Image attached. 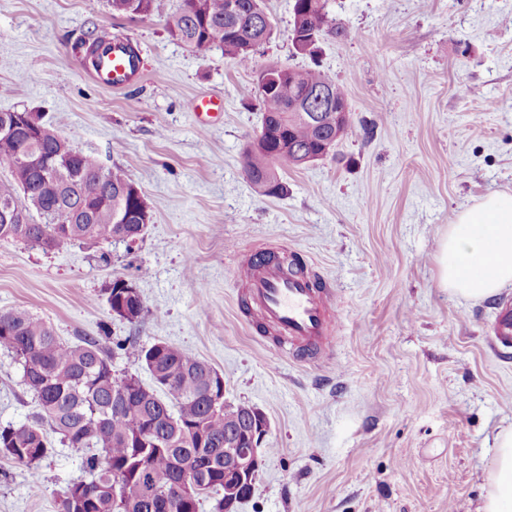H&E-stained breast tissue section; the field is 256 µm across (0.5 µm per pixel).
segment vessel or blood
<instances>
[{
	"mask_svg": "<svg viewBox=\"0 0 512 512\" xmlns=\"http://www.w3.org/2000/svg\"><path fill=\"white\" fill-rule=\"evenodd\" d=\"M140 69V59L116 43L99 52L93 76L101 86L117 89ZM237 279L252 326L273 342L288 345L296 361L311 363L332 346L338 320L336 296L306 264L255 253L240 262ZM488 342L497 355L512 354V302L500 304Z\"/></svg>",
	"mask_w": 512,
	"mask_h": 512,
	"instance_id": "obj_1",
	"label": "vessel or blood"
}]
</instances>
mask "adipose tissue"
Here are the masks:
<instances>
[{
  "mask_svg": "<svg viewBox=\"0 0 512 512\" xmlns=\"http://www.w3.org/2000/svg\"><path fill=\"white\" fill-rule=\"evenodd\" d=\"M440 284L472 301L512 284V192H496L459 212L439 242ZM481 512H512V429L496 437Z\"/></svg>",
  "mask_w": 512,
  "mask_h": 512,
  "instance_id": "ef3b65f1",
  "label": "adipose tissue"
}]
</instances>
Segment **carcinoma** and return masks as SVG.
I'll list each match as a JSON object with an SVG mask.
<instances>
[{
    "label": "carcinoma",
    "instance_id": "obj_1",
    "mask_svg": "<svg viewBox=\"0 0 512 512\" xmlns=\"http://www.w3.org/2000/svg\"><path fill=\"white\" fill-rule=\"evenodd\" d=\"M329 0H293L288 35L297 54L312 64L304 68L271 65L257 73L261 112L260 136L243 152V169L257 193L282 195L286 187L279 171L306 166V157L327 156L339 142L338 131L354 127L344 88L316 61L320 40L342 35L328 9ZM112 15L137 20L151 18L154 0H109ZM180 0L177 13L166 24L170 37L205 57L215 49L242 66L255 63V54L271 35L269 15L254 12L255 0ZM97 31L81 40L84 53L96 63L103 45ZM324 94L312 109L336 112L341 125L313 124L303 118V92ZM51 160L60 155L71 186L61 187L20 160L24 148ZM10 172L9 184H0V197L22 191L43 219L28 224H0V242L23 241L42 248H61L75 241L108 242L147 225L151 215L143 193L114 166L101 176L97 157L74 148L55 128L38 124L22 137H0V169ZM65 209L77 215L69 224L57 223ZM125 221H116V214ZM124 320L138 324L145 314L142 297L124 299ZM129 349L148 373L150 382L133 374L112 371V348L106 336L62 340L43 319L25 311L0 312V349L11 353L22 368L23 384L38 402L31 423L0 427V453L29 467L48 457L50 434L83 453L86 477L73 482L58 502V512H200L202 500L216 495L212 512H224L220 492L228 486L224 435L257 416L258 410L233 405L211 390L213 368L188 352L157 341L143 346L119 343ZM191 470L204 494L195 500L179 498L173 488Z\"/></svg>",
    "mask_w": 512,
    "mask_h": 512
}]
</instances>
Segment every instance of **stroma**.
Instances as JSON below:
<instances>
[{
  "mask_svg": "<svg viewBox=\"0 0 512 512\" xmlns=\"http://www.w3.org/2000/svg\"><path fill=\"white\" fill-rule=\"evenodd\" d=\"M116 18L108 0H0V112L40 114L104 167L124 169L152 219L135 243L43 250L0 243V311L22 310L73 342L108 336L184 349L224 378L225 399L270 429L254 496L239 512H477L494 438L512 426V362L486 336L498 301L439 283L438 241L458 212L512 191V0H332L343 36L321 43L355 126L326 158L258 195L242 152L260 130L255 70L300 68L291 0H265L273 34L244 68L199 57L166 22ZM106 28L130 41L139 77L107 89L72 52ZM198 96L220 111L190 112ZM296 257L336 292L330 356L292 361L239 303L241 251ZM132 282L146 315L112 316L105 288ZM38 409L0 350V427ZM36 469L0 459V512H56L83 477L52 435Z\"/></svg>",
  "mask_w": 512,
  "mask_h": 512,
  "instance_id": "obj_1",
  "label": "stroma"
}]
</instances>
